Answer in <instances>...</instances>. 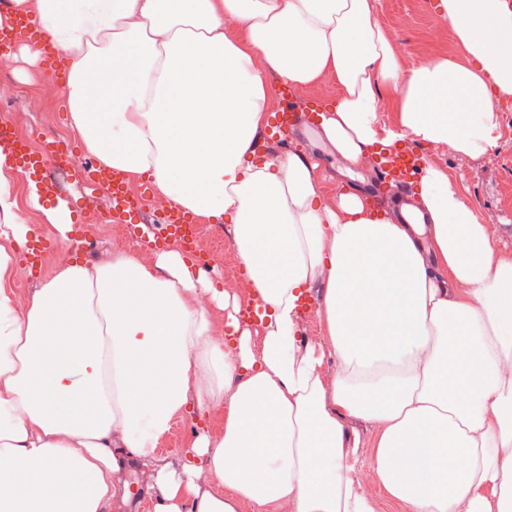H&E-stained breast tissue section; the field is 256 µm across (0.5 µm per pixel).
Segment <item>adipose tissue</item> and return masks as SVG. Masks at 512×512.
<instances>
[{
    "instance_id": "ef3b65f1",
    "label": "adipose tissue",
    "mask_w": 512,
    "mask_h": 512,
    "mask_svg": "<svg viewBox=\"0 0 512 512\" xmlns=\"http://www.w3.org/2000/svg\"><path fill=\"white\" fill-rule=\"evenodd\" d=\"M372 2L12 0L67 58L97 166L229 219L255 327L214 340L198 299L220 293L173 246L152 268L67 256L18 300L32 228L0 150V512H105L126 457L148 470L153 512H376L353 419L403 512H512V255L437 165L416 183L423 222L403 224L352 191L323 202L313 164L255 151L273 76L336 79L320 125L355 165L407 137L474 159L495 146L512 0H438L464 57L409 70ZM310 300L317 342L301 335ZM220 407L223 429H195L180 470L160 462L175 418ZM353 426L359 431L361 439V448L358 449L359 464L356 478L358 479L364 473L372 470L373 458V430L362 422H354Z\"/></svg>"
}]
</instances>
